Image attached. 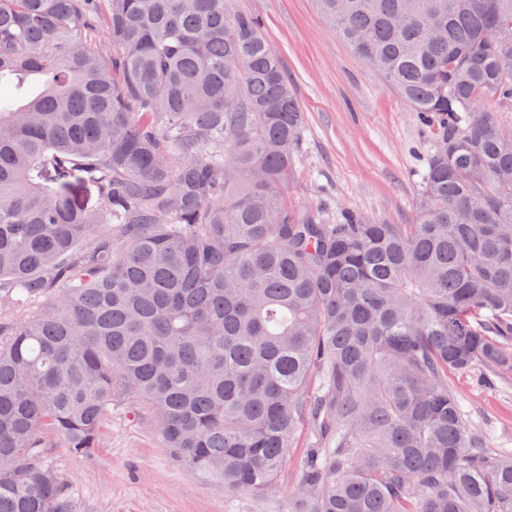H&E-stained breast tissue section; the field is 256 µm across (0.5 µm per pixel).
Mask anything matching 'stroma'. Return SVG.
Wrapping results in <instances>:
<instances>
[{"label":"stroma","instance_id":"1","mask_svg":"<svg viewBox=\"0 0 512 512\" xmlns=\"http://www.w3.org/2000/svg\"><path fill=\"white\" fill-rule=\"evenodd\" d=\"M260 18L283 60L304 113V140L286 199L292 207L361 213L375 224H409L434 130L381 81L325 22L313 0H233ZM452 385L496 448H512V379L486 382L472 371ZM314 436L290 449L280 491L267 498L225 494L166 451L148 414L113 411L90 456L51 449L67 477L75 512H288V494Z\"/></svg>","mask_w":512,"mask_h":512}]
</instances>
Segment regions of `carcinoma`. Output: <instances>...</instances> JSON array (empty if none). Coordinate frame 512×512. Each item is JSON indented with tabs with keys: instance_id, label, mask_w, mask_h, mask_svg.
<instances>
[{
	"instance_id": "carcinoma-1",
	"label": "carcinoma",
	"mask_w": 512,
	"mask_h": 512,
	"mask_svg": "<svg viewBox=\"0 0 512 512\" xmlns=\"http://www.w3.org/2000/svg\"><path fill=\"white\" fill-rule=\"evenodd\" d=\"M231 2L0 0V512H75L47 449L123 408L257 496L312 422L288 512H512L448 385L512 372V0H315L433 124L412 224L288 206L303 113Z\"/></svg>"
}]
</instances>
